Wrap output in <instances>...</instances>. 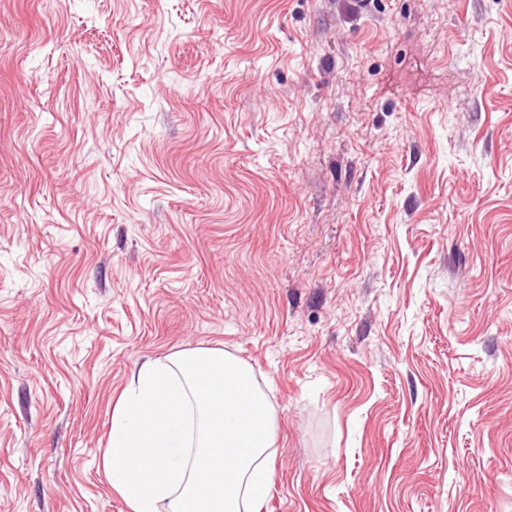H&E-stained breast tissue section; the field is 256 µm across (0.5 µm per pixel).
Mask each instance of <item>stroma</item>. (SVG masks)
<instances>
[{
	"label": "stroma",
	"mask_w": 512,
	"mask_h": 512,
	"mask_svg": "<svg viewBox=\"0 0 512 512\" xmlns=\"http://www.w3.org/2000/svg\"><path fill=\"white\" fill-rule=\"evenodd\" d=\"M192 348L263 512H512V0H0V512H131L112 412Z\"/></svg>",
	"instance_id": "35a3bbf8"
}]
</instances>
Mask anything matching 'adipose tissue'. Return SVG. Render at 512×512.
<instances>
[{
    "label": "adipose tissue",
    "instance_id": "obj_1",
    "mask_svg": "<svg viewBox=\"0 0 512 512\" xmlns=\"http://www.w3.org/2000/svg\"><path fill=\"white\" fill-rule=\"evenodd\" d=\"M274 444L273 408L251 366L195 348L139 366L103 465L132 512H261Z\"/></svg>",
    "mask_w": 512,
    "mask_h": 512
}]
</instances>
